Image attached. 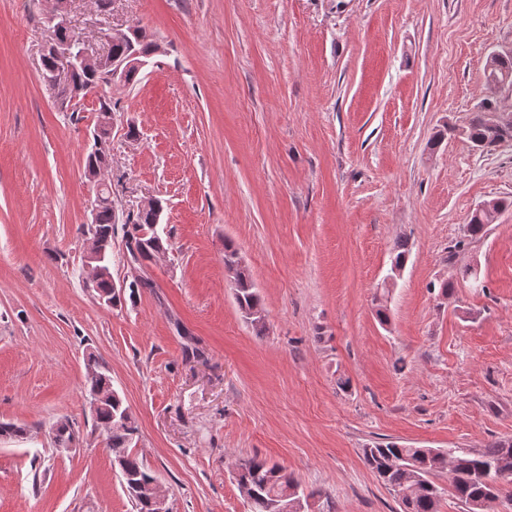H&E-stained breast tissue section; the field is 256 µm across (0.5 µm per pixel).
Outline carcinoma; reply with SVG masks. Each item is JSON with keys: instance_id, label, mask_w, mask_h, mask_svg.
<instances>
[{"instance_id": "carcinoma-1", "label": "carcinoma", "mask_w": 512, "mask_h": 512, "mask_svg": "<svg viewBox=\"0 0 512 512\" xmlns=\"http://www.w3.org/2000/svg\"><path fill=\"white\" fill-rule=\"evenodd\" d=\"M495 80L487 81L488 89L495 91L494 82H507L512 85V53H504L496 60L493 69ZM110 81L101 74L80 72L74 79V91L86 96L95 94L102 85ZM495 107L491 98H486L484 106L471 120L465 130L467 138L485 149L496 146L498 133L487 126L486 112ZM114 205L102 201L96 210L94 223L83 225V234L92 233L98 237L102 252L98 254L96 267L100 273L90 282L92 290L107 304L118 307L126 300H135L139 289L150 288L152 283L141 280L129 285V292L113 291L110 264L112 259V235ZM162 205L130 215L126 226V249L130 261L145 265L153 261V256L165 251V241L156 231ZM224 268L233 281L234 298L244 321L260 335L266 325L257 313L264 311L261 297L249 269L241 262L238 250L232 245L224 247ZM87 371L95 375L86 377V395L98 401L94 414L96 426L108 431V447L121 454L117 464L124 486L131 489L129 494L135 512H156L152 503L150 488L157 478L143 459L129 451L133 436L137 433L136 420L117 390L112 388V380L95 356H88ZM54 444L68 447L79 436V428L72 422L57 420L48 430ZM364 463L377 474L383 485L395 491L406 479L403 464L415 468L423 479L420 492L408 499H399L401 512H438L440 499L444 493L467 507V512H491L499 494L491 493L489 484L497 471L507 469L512 472V440L496 441L477 452H462L454 455L453 468H448V458L435 453L430 448H417L390 441L362 449ZM452 470L448 488L436 484L435 478L446 470ZM238 487L248 494L250 512H281L286 501L307 498L300 483L282 465L265 458L251 456L241 460L237 473Z\"/></svg>"}]
</instances>
